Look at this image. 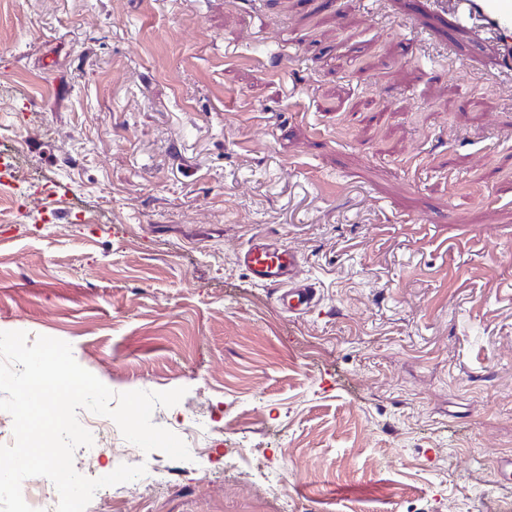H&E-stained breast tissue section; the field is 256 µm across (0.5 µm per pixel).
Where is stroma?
<instances>
[{"label":"stroma","mask_w":512,"mask_h":512,"mask_svg":"<svg viewBox=\"0 0 512 512\" xmlns=\"http://www.w3.org/2000/svg\"><path fill=\"white\" fill-rule=\"evenodd\" d=\"M456 53L465 71L443 69ZM389 0H0V331L68 342L154 424L230 429L95 512H501L512 478V81ZM78 166H67L64 155ZM299 252L300 317L237 256ZM161 451L77 448L98 478Z\"/></svg>","instance_id":"1"}]
</instances>
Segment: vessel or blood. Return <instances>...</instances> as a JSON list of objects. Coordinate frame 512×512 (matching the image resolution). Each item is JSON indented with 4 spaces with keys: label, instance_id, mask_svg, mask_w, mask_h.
<instances>
[{
    "label": "vessel or blood",
    "instance_id": "1",
    "mask_svg": "<svg viewBox=\"0 0 512 512\" xmlns=\"http://www.w3.org/2000/svg\"><path fill=\"white\" fill-rule=\"evenodd\" d=\"M414 15H431L443 33L472 29L493 41V73L512 79V0H409ZM252 280L274 288L277 303L292 316L318 305L315 286L300 275L296 251L263 234L254 235L238 256Z\"/></svg>",
    "mask_w": 512,
    "mask_h": 512
}]
</instances>
